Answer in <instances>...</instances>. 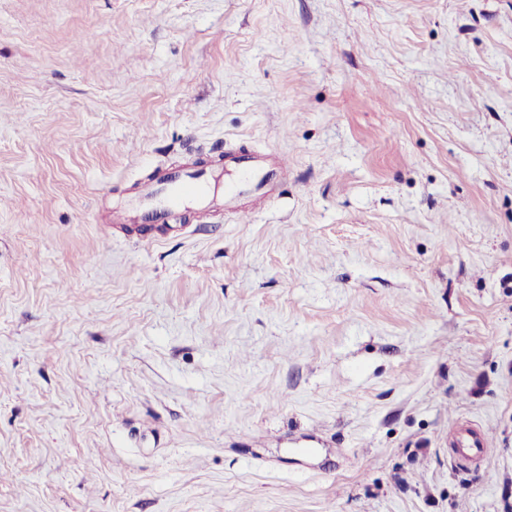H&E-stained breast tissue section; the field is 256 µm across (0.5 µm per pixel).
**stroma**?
<instances>
[{"instance_id": "stroma-1", "label": "stroma", "mask_w": 512, "mask_h": 512, "mask_svg": "<svg viewBox=\"0 0 512 512\" xmlns=\"http://www.w3.org/2000/svg\"><path fill=\"white\" fill-rule=\"evenodd\" d=\"M230 141L292 162L252 216L121 213ZM0 471V512H512V0H0ZM487 444L486 434L477 428L462 429L453 443V452L460 461H467L483 455Z\"/></svg>"}]
</instances>
